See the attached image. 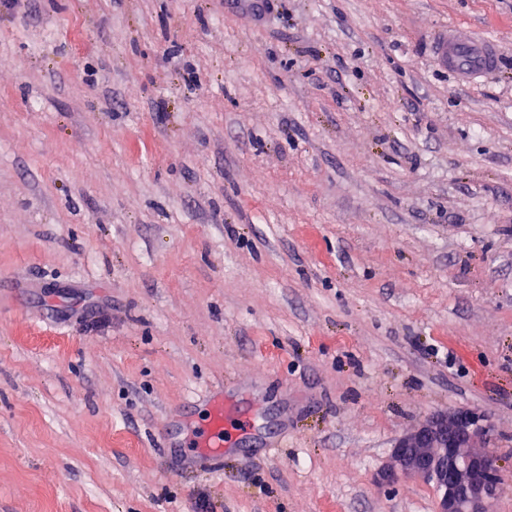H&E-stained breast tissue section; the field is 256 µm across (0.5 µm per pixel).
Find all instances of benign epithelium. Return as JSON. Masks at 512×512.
<instances>
[{"mask_svg": "<svg viewBox=\"0 0 512 512\" xmlns=\"http://www.w3.org/2000/svg\"><path fill=\"white\" fill-rule=\"evenodd\" d=\"M492 435L483 412L433 417L396 442L385 480L417 478L434 485L436 512H493L502 475L498 460L479 446Z\"/></svg>", "mask_w": 512, "mask_h": 512, "instance_id": "benign-epithelium-1", "label": "benign epithelium"}]
</instances>
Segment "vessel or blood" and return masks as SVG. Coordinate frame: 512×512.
I'll list each match as a JSON object with an SVG mask.
<instances>
[{"label": "vessel or blood", "instance_id": "1", "mask_svg": "<svg viewBox=\"0 0 512 512\" xmlns=\"http://www.w3.org/2000/svg\"><path fill=\"white\" fill-rule=\"evenodd\" d=\"M498 56L496 42L476 38L467 29L445 28L435 43V61L455 69L464 79L492 71ZM231 421L232 413L225 408L223 398L213 397L208 422L201 433L204 459H223L225 426Z\"/></svg>", "mask_w": 512, "mask_h": 512}]
</instances>
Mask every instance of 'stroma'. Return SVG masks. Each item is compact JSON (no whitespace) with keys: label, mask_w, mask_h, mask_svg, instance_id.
I'll use <instances>...</instances> for the list:
<instances>
[{"label":"stroma","mask_w":512,"mask_h":512,"mask_svg":"<svg viewBox=\"0 0 512 512\" xmlns=\"http://www.w3.org/2000/svg\"><path fill=\"white\" fill-rule=\"evenodd\" d=\"M268 3L0 2V512H435L463 409L512 512V0ZM498 56L495 41L476 38L468 29L445 28L435 43V61L455 69L462 79L492 71ZM232 413L225 407L222 397L213 396L211 409L206 426L201 436L202 440L198 447L206 448L204 452L199 453L204 460H221L224 458V444L228 442L230 431L229 423L232 422ZM225 423V426H224ZM225 432V439H224ZM492 435L483 412L433 417L396 442L385 480L417 478L433 484L438 491L436 512H492L502 475L498 460L478 445Z\"/></svg>","instance_id":"obj_1"}]
</instances>
